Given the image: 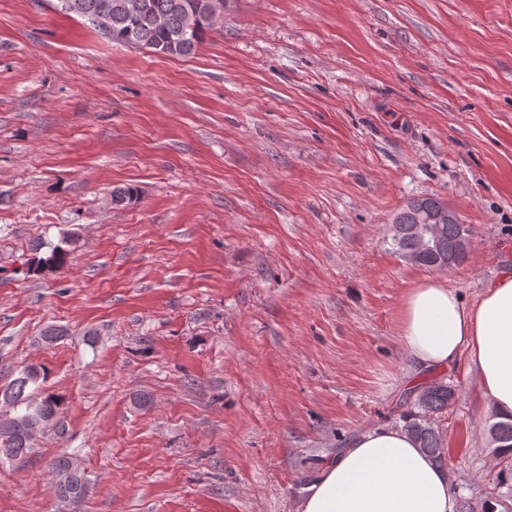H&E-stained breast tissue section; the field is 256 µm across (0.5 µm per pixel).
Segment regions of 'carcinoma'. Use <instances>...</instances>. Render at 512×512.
I'll list each match as a JSON object with an SVG mask.
<instances>
[{
  "mask_svg": "<svg viewBox=\"0 0 512 512\" xmlns=\"http://www.w3.org/2000/svg\"><path fill=\"white\" fill-rule=\"evenodd\" d=\"M60 10L92 20L104 13L111 21L110 32L101 35L118 44L148 49L154 53L188 56L202 42L205 33L214 29L236 0H59ZM440 200L433 197L412 198L393 219L391 245L402 257L416 256V264L435 269L455 266L466 259L460 248L465 233L463 224L452 221L430 230L429 222ZM69 251L52 247L45 257L27 264L26 273L66 263ZM33 368L22 371L8 385L3 400L16 414L0 416V458L20 460L31 452L32 436L54 422L62 407L61 400L48 394L33 404L24 397L28 384L38 380ZM456 389L443 379L431 380L418 387L410 400V409L402 414L409 435L436 463L445 460L444 445L435 417L452 405ZM496 453L512 450V421H496L489 427ZM54 493L63 500H77L88 492V479L74 459L63 453L50 463Z\"/></svg>",
  "mask_w": 512,
  "mask_h": 512,
  "instance_id": "obj_1",
  "label": "carcinoma"
}]
</instances>
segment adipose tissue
Listing matches in <instances>:
<instances>
[{"label":"adipose tissue","instance_id":"1","mask_svg":"<svg viewBox=\"0 0 512 512\" xmlns=\"http://www.w3.org/2000/svg\"><path fill=\"white\" fill-rule=\"evenodd\" d=\"M400 341L422 371L465 362L499 419H512V275L491 281L464 304L455 289L429 278L409 288ZM446 468L417 447L403 425L354 438L325 467L297 512H457Z\"/></svg>","mask_w":512,"mask_h":512}]
</instances>
